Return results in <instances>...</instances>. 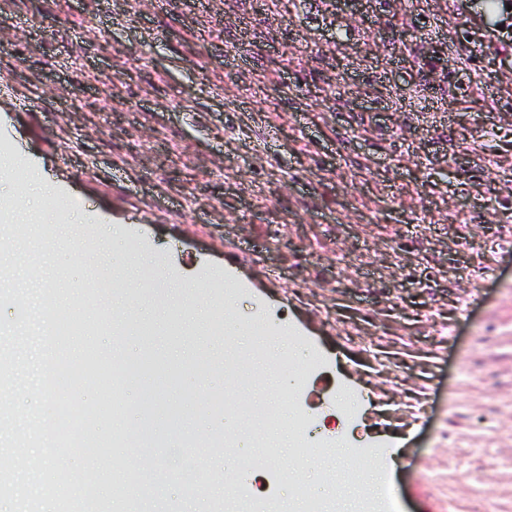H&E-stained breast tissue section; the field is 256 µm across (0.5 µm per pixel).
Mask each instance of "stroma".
<instances>
[{
  "mask_svg": "<svg viewBox=\"0 0 512 512\" xmlns=\"http://www.w3.org/2000/svg\"><path fill=\"white\" fill-rule=\"evenodd\" d=\"M128 2L0 0V328L31 338L32 297L63 320L80 433L111 456L95 512H250L265 476L219 449L239 419L208 397L296 412L280 381L316 353L363 399L393 512H512V45L491 0ZM116 267L146 285L123 327ZM275 440L307 485L276 503L345 512L322 475L356 471L349 449Z\"/></svg>",
  "mask_w": 512,
  "mask_h": 512,
  "instance_id": "obj_1",
  "label": "stroma"
}]
</instances>
